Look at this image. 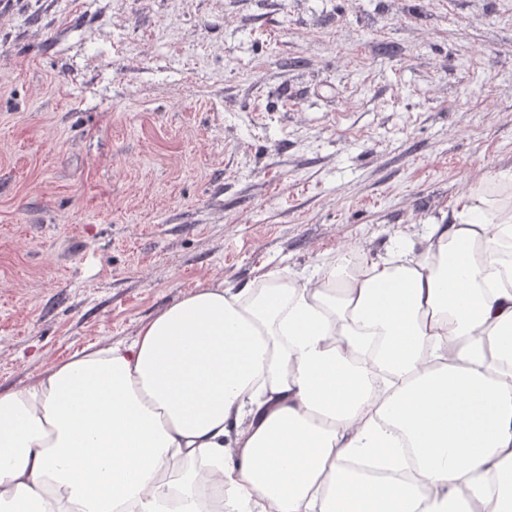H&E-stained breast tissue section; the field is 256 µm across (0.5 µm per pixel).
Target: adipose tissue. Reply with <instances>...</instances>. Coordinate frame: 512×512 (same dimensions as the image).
Listing matches in <instances>:
<instances>
[{"label":"adipose tissue","mask_w":512,"mask_h":512,"mask_svg":"<svg viewBox=\"0 0 512 512\" xmlns=\"http://www.w3.org/2000/svg\"><path fill=\"white\" fill-rule=\"evenodd\" d=\"M510 245L508 170L421 251L203 286L49 365L0 392V512H512Z\"/></svg>","instance_id":"adipose-tissue-1"}]
</instances>
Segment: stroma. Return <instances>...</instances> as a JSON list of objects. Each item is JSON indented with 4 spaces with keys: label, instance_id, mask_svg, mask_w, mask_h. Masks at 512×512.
<instances>
[{
    "label": "stroma",
    "instance_id": "stroma-1",
    "mask_svg": "<svg viewBox=\"0 0 512 512\" xmlns=\"http://www.w3.org/2000/svg\"><path fill=\"white\" fill-rule=\"evenodd\" d=\"M507 169L512 0H0V391Z\"/></svg>",
    "mask_w": 512,
    "mask_h": 512
}]
</instances>
